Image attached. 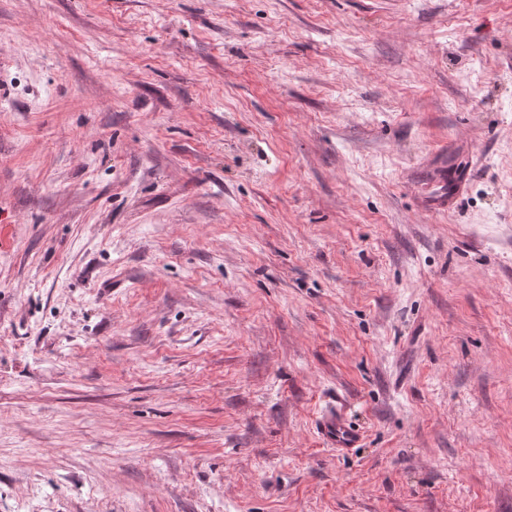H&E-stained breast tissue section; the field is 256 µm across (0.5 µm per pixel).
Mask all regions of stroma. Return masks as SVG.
<instances>
[{"mask_svg": "<svg viewBox=\"0 0 512 512\" xmlns=\"http://www.w3.org/2000/svg\"><path fill=\"white\" fill-rule=\"evenodd\" d=\"M36 485L512 512V0H0V512ZM456 147L448 144V157L444 154L437 163L421 172L417 177L425 182L423 198L425 209L433 212H451L463 194L472 175V166L454 165ZM315 428L322 442L329 448L349 451L357 448L361 441L360 431L349 423L336 405L321 412L316 419Z\"/></svg>", "mask_w": 512, "mask_h": 512, "instance_id": "35a3bbf8", "label": "stroma"}]
</instances>
